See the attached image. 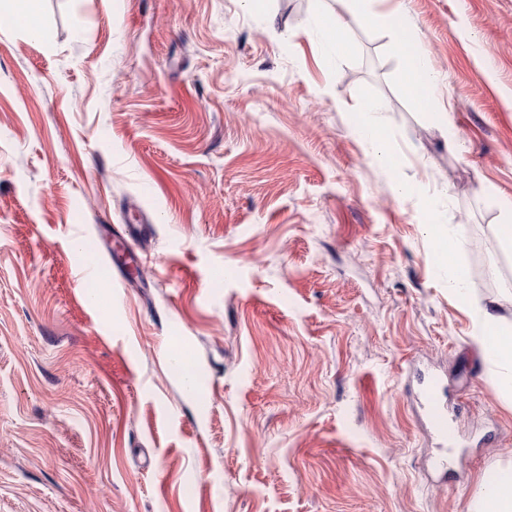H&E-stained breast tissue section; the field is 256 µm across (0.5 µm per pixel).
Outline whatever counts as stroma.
<instances>
[{
  "instance_id": "obj_1",
  "label": "stroma",
  "mask_w": 512,
  "mask_h": 512,
  "mask_svg": "<svg viewBox=\"0 0 512 512\" xmlns=\"http://www.w3.org/2000/svg\"><path fill=\"white\" fill-rule=\"evenodd\" d=\"M402 2L447 131L390 30L351 20L324 64L336 0H43L49 40L0 26V512H468L512 463L425 228L460 225L471 298L512 324V0ZM368 100L397 168L352 132ZM129 224L137 273L79 281L88 232ZM397 49L404 64L407 86L415 95L423 111L431 121L440 129H448V113L433 112L430 102L434 89L437 86V75L429 66L425 57L412 51L410 44L402 39L397 41ZM424 398L432 429L444 442H448L452 446L456 434L453 427L448 423V406L440 398L438 385H430L424 392Z\"/></svg>"
}]
</instances>
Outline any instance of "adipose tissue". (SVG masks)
Wrapping results in <instances>:
<instances>
[{
	"instance_id": "adipose-tissue-1",
	"label": "adipose tissue",
	"mask_w": 512,
	"mask_h": 512,
	"mask_svg": "<svg viewBox=\"0 0 512 512\" xmlns=\"http://www.w3.org/2000/svg\"><path fill=\"white\" fill-rule=\"evenodd\" d=\"M367 0H339L340 11L322 16L319 30L328 47V64H335L348 49L344 39L347 20L365 14ZM22 28L30 37L48 39L42 22L41 0H0V24ZM397 49L404 64L407 86L415 95L423 111L440 129H447L448 115L431 109V97L437 85V75L425 57L412 51L409 43L398 40ZM377 102H364L355 117V131L372 148V155L383 166L396 167L398 158L389 146V138L378 113ZM429 232L433 235L434 250L448 270V290L458 297H466L469 275L462 262L465 239L461 230L438 221L436 211H429ZM478 325L476 343L483 359L495 369V377L503 395L512 398V327H504L492 307L475 306ZM470 512H512V463L490 470L481 482V490L473 501Z\"/></svg>"
}]
</instances>
